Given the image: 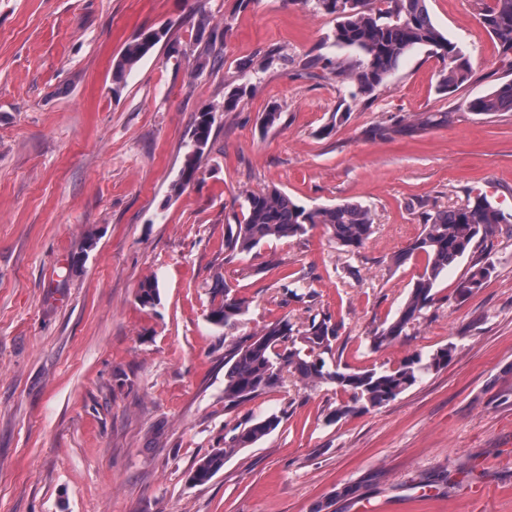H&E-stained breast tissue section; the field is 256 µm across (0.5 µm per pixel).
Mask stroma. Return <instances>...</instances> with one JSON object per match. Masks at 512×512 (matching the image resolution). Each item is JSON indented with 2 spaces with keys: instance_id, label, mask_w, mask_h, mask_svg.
Wrapping results in <instances>:
<instances>
[{
  "instance_id": "1",
  "label": "stroma",
  "mask_w": 512,
  "mask_h": 512,
  "mask_svg": "<svg viewBox=\"0 0 512 512\" xmlns=\"http://www.w3.org/2000/svg\"><path fill=\"white\" fill-rule=\"evenodd\" d=\"M427 7L469 57L470 80L444 91L443 60L416 48L343 117L345 90L321 61L356 52L304 0H0V512H512V229L481 247L494 264L484 288L457 299L461 261L406 336L376 351L367 340L418 272L390 258L424 213L470 193L512 213V112L466 108L512 76V58L480 0ZM203 14L224 32L215 65L198 59ZM161 25L169 41L115 88L113 59ZM240 85L244 101L223 111ZM210 107L202 164L172 192ZM435 112L447 121L417 136L366 135ZM268 186L307 207L361 203L375 232L354 252L320 226L228 256V224ZM291 273L297 298L281 287ZM147 278L152 308L137 299ZM224 282L249 302L245 333L331 315L334 359L355 370L456 352L394 401L337 422L345 393L292 376L228 411L224 333L207 320ZM272 414L271 434L190 482L236 422ZM352 485L358 497L342 496Z\"/></svg>"
}]
</instances>
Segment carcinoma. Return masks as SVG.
Returning <instances> with one entry per match:
<instances>
[{
	"mask_svg": "<svg viewBox=\"0 0 512 512\" xmlns=\"http://www.w3.org/2000/svg\"><path fill=\"white\" fill-rule=\"evenodd\" d=\"M310 1L314 10L336 16V43L358 52V57L338 63L332 69L336 80L347 89L352 106L388 87L401 59L416 47H429L446 61L440 78L443 90L452 93L471 77L469 60L433 24L427 0H303V3ZM482 19L501 53L512 55V0H491L483 9ZM198 29L209 32L204 46V55L208 56L219 33L210 28L205 15L199 17ZM167 35L168 29L163 27L133 37L113 63V84L124 83L131 70ZM247 91L244 85L230 92L224 98V111L237 110ZM467 107L477 114L512 112V79L469 100ZM446 119L445 113L395 125L378 124L369 130V135L374 139L414 136L431 123ZM212 126V110L201 112L186 144L183 179L174 189L185 188L200 168ZM235 221V225L228 226L224 240V249L232 255L249 253L272 238H301L319 226L325 227L345 251L353 252L365 244L374 229L371 211L365 206L344 202L307 208L276 188L248 193L241 216L235 217ZM504 224H512V214L482 194L470 196L451 209L426 214L418 236L406 250L392 258L396 267L410 259L421 260L419 272L395 316L370 332V346L379 349L406 335L407 329L415 326L435 304L436 288L442 277L464 257H471V266L456 287L457 298L464 299L482 288L493 266L487 258L477 256L476 250L480 243L500 234ZM137 297L142 306H155L159 300L157 282L144 279ZM248 309V300L233 293L228 284L214 289L208 319L224 329V336L234 337L224 356V408L227 410L281 387L287 372L307 385L329 384L349 393L348 399L331 414V419L337 421L395 400L425 377L447 367L456 349L451 343L432 353L415 352L392 367L381 365L359 371L333 368L327 365L325 355L332 353L340 323L332 321V317L314 316L301 328L284 317L239 337L241 318ZM280 422L281 417L270 415L239 424L224 441V447L213 448L196 461L191 481L208 482L224 470L229 458L269 435Z\"/></svg>",
	"mask_w": 512,
	"mask_h": 512,
	"instance_id": "1",
	"label": "carcinoma"
}]
</instances>
